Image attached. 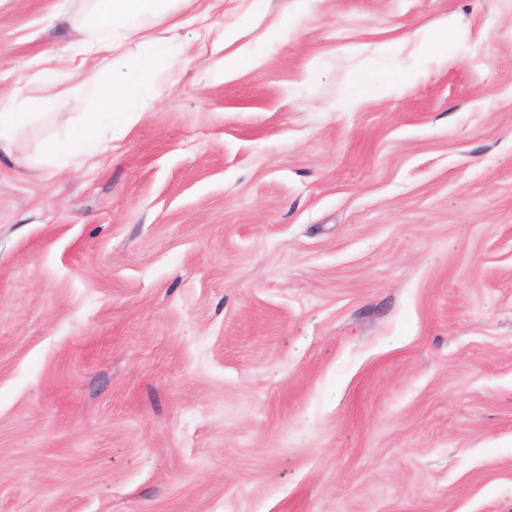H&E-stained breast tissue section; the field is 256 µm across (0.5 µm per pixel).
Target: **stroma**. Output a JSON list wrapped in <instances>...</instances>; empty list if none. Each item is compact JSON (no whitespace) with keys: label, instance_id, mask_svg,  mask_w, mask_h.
<instances>
[{"label":"stroma","instance_id":"obj_1","mask_svg":"<svg viewBox=\"0 0 512 512\" xmlns=\"http://www.w3.org/2000/svg\"><path fill=\"white\" fill-rule=\"evenodd\" d=\"M89 8L0 0V89L69 70ZM170 10L208 46L155 111L33 165L64 97L0 159V512H512V0ZM420 32L422 33V38L419 44L422 47L432 49L442 43L448 42V26L445 25L444 27L417 30L411 34L403 35L400 39H398V43L404 48L412 41H414ZM427 75L426 72L404 69L397 62L393 61L386 68L378 70L374 72V74L364 76L359 80L358 90L354 97L348 102L347 108L356 107L362 100L364 91L369 88L380 87L387 89L396 81H417Z\"/></svg>","mask_w":512,"mask_h":512}]
</instances>
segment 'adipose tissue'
<instances>
[{
	"label": "adipose tissue",
	"mask_w": 512,
	"mask_h": 512,
	"mask_svg": "<svg viewBox=\"0 0 512 512\" xmlns=\"http://www.w3.org/2000/svg\"><path fill=\"white\" fill-rule=\"evenodd\" d=\"M161 23L166 26V36H151V29ZM180 27V22L170 20L165 0H93L92 9L76 27L80 65L111 59L125 41L150 47L147 65L136 76L116 73L110 80L92 83L75 84L70 75L62 74L43 84L36 99L21 100L15 91H0V153L9 154L16 134L31 119L29 109L34 102L78 95L89 101L90 111L77 119L65 112L54 113L58 133L45 142L43 155L85 161L96 157L103 149L102 127L127 130L136 116L154 110L156 74L172 68L184 54Z\"/></svg>",
	"instance_id": "obj_1"
}]
</instances>
